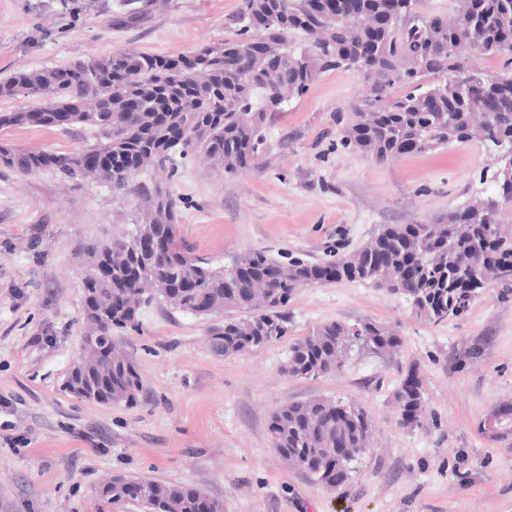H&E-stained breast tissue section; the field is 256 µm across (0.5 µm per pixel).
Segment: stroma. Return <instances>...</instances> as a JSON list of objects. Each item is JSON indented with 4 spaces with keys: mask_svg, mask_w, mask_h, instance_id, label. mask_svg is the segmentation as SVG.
Listing matches in <instances>:
<instances>
[{
    "mask_svg": "<svg viewBox=\"0 0 512 512\" xmlns=\"http://www.w3.org/2000/svg\"><path fill=\"white\" fill-rule=\"evenodd\" d=\"M242 0H0V77L122 49L191 53L234 38ZM364 82L321 73L268 120L258 169L228 175L190 162L170 180L179 238L212 265L258 248L281 262L329 260L390 225L427 222L491 196L499 150L473 139L384 162L344 144ZM0 140L72 152L81 129L14 127ZM132 203L96 183L72 188L49 171L0 170V512H139L96 488L112 475L190 484L224 512H512V301L488 288L439 324L404 297L361 282L300 289L292 333L366 319L401 338L394 354L352 352L315 380L282 372L287 343L215 354L212 317L162 303L117 336L144 395L100 406L65 391L85 334L81 247L107 241ZM415 371L424 425H402L393 394ZM315 398L364 407L375 447L329 489L289 466L268 441L270 415ZM503 415L495 430L487 419Z\"/></svg>",
    "mask_w": 512,
    "mask_h": 512,
    "instance_id": "1",
    "label": "stroma"
}]
</instances>
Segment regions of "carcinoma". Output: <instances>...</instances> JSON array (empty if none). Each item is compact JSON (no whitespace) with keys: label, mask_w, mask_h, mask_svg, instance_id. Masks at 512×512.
Instances as JSON below:
<instances>
[{"label":"carcinoma","mask_w":512,"mask_h":512,"mask_svg":"<svg viewBox=\"0 0 512 512\" xmlns=\"http://www.w3.org/2000/svg\"><path fill=\"white\" fill-rule=\"evenodd\" d=\"M336 0H243L235 24L238 38L184 55L118 50L107 58L76 60L62 67H16L0 80V98L23 97L32 104L0 112V128L90 129L94 142L77 152H51L0 143V168L27 176L52 171L80 187L96 182L112 196L136 198L132 223L108 242L80 253L84 271L81 370L65 390L98 405L138 404L143 393L134 362L115 336L138 326L139 310L153 301L199 317L224 315L209 330L213 351L226 357L263 348L290 335L288 306L301 288L322 282H362L388 292L403 286L414 295L413 313L439 324L466 314L474 288L501 287L512 294V231L502 211L512 194L497 191L484 210L467 206L438 219L383 229L378 253L367 247L324 264L293 260L283 266L263 249H253L227 268H215L185 249L178 238L177 199L153 177L172 176L186 161L201 158L234 174L263 165L267 114L277 86L303 96L317 74L344 68L370 87L379 108L369 116L353 109L345 144L378 161L471 139L468 124L481 117L489 141L512 149V47L500 45L498 30L512 26V0H457L455 25L444 15L414 11L416 0H356L353 28L343 30ZM393 17L370 57L364 43L369 21ZM503 58L498 72L465 65L470 51ZM509 100L507 110L482 111V95ZM489 230L492 244L477 243L475 225ZM197 288L183 287L186 278ZM351 332L336 322L288 339L283 372L318 379L342 370L358 342L394 352L399 336L372 320ZM422 384L414 370L394 393L395 408L414 411L411 425L423 426ZM371 419L365 408L341 400L292 402L274 411L267 435L272 448L311 480L330 487L343 483L354 464L371 453ZM98 495L105 503L131 504L144 512H199L208 501L223 504L189 484L137 476L106 481Z\"/></svg>","instance_id":"obj_1"}]
</instances>
